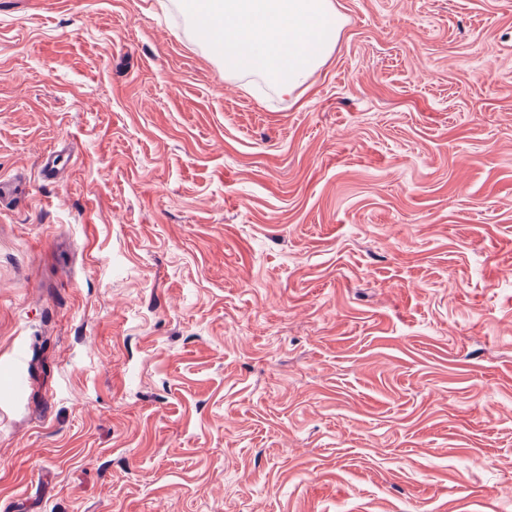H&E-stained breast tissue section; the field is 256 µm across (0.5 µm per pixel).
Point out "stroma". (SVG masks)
<instances>
[{
  "instance_id": "35a3bbf8",
  "label": "stroma",
  "mask_w": 512,
  "mask_h": 512,
  "mask_svg": "<svg viewBox=\"0 0 512 512\" xmlns=\"http://www.w3.org/2000/svg\"><path fill=\"white\" fill-rule=\"evenodd\" d=\"M335 3L0 0V512H512V0Z\"/></svg>"
}]
</instances>
